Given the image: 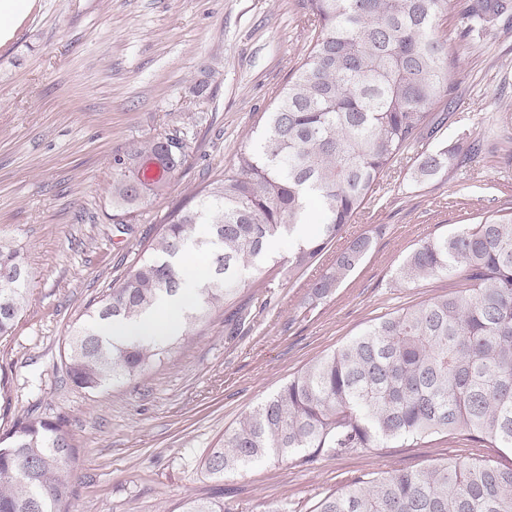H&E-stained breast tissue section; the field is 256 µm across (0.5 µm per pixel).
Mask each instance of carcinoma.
I'll use <instances>...</instances> for the list:
<instances>
[{
    "instance_id": "carcinoma-1",
    "label": "carcinoma",
    "mask_w": 512,
    "mask_h": 512,
    "mask_svg": "<svg viewBox=\"0 0 512 512\" xmlns=\"http://www.w3.org/2000/svg\"><path fill=\"white\" fill-rule=\"evenodd\" d=\"M447 0H306L315 26L307 53L278 96L252 150L198 202L177 206L141 258L90 310L97 322L139 318L179 294L176 256L188 243L208 253L214 279L199 288L187 316L199 322L230 306L243 275L292 241L285 269L258 278L268 288L283 273L318 262L371 200L380 179L422 136L430 108L448 96V42L436 32ZM512 10V0H468L467 37L481 39ZM190 127L166 130L112 151V221L133 224L163 195L191 149ZM476 145L441 144L420 155L418 181L448 175ZM316 215L317 229L299 234ZM372 247L360 236L312 285L321 298ZM450 290L379 318L306 364L238 425L205 460L207 472L245 468L293 452L312 458L389 443L465 437L512 450V208L448 235L420 241L397 269L406 284L443 274ZM20 252L0 243V338L26 303ZM179 337L104 341L72 327L64 367L79 388L131 382L162 362ZM71 452L68 420L27 416L0 434V512H64L69 495L62 452ZM27 471L21 477L18 472ZM314 512H512V463L456 458L425 470H393L355 479L326 495Z\"/></svg>"
}]
</instances>
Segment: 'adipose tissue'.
Wrapping results in <instances>:
<instances>
[{
  "instance_id": "adipose-tissue-1",
  "label": "adipose tissue",
  "mask_w": 512,
  "mask_h": 512,
  "mask_svg": "<svg viewBox=\"0 0 512 512\" xmlns=\"http://www.w3.org/2000/svg\"><path fill=\"white\" fill-rule=\"evenodd\" d=\"M195 255L194 248L189 247L176 258L184 272V287L180 295L163 300L156 308L136 321L103 323L99 327L100 335L109 340L149 339L180 332L184 327L186 315L196 299L197 289L207 278L205 268L195 262Z\"/></svg>"
}]
</instances>
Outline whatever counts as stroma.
Returning <instances> with one entry per match:
<instances>
[{
  "label": "stroma",
  "mask_w": 512,
  "mask_h": 512,
  "mask_svg": "<svg viewBox=\"0 0 512 512\" xmlns=\"http://www.w3.org/2000/svg\"><path fill=\"white\" fill-rule=\"evenodd\" d=\"M466 0H448L449 97L432 133L383 177L313 267L239 290L244 324L223 308L184 326L161 364L133 382L76 387L61 364L71 328L144 255L167 214L222 178L287 87L312 36L303 0H36L0 42V241L18 248L26 306L0 338V431L28 415L62 416L73 452L68 512H183L206 498L226 512H313L328 493L391 469H428L471 453L512 451L434 437L306 460L292 455L210 475L206 456L290 375L374 319L448 292L456 274L413 285L396 271L422 239L512 205V15L493 36L465 38ZM192 150L138 223L117 231L113 149L180 125ZM480 153L416 183L425 150L458 140ZM362 235L372 249L323 298L309 285Z\"/></svg>",
  "instance_id": "stroma-1"
}]
</instances>
